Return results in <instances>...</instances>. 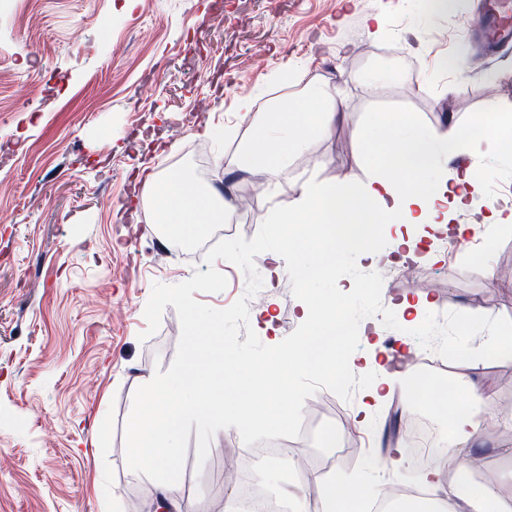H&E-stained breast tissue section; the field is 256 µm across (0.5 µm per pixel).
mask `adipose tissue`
Masks as SVG:
<instances>
[{"mask_svg": "<svg viewBox=\"0 0 512 512\" xmlns=\"http://www.w3.org/2000/svg\"><path fill=\"white\" fill-rule=\"evenodd\" d=\"M329 100L325 90L315 88L304 103H275L267 118L254 123L240 162L258 165L270 179H278L289 155L303 151L314 131L335 121V113L323 109ZM478 125L483 134L477 138L454 126L425 129L410 116H400L368 142L371 150L390 154L385 174L364 184L345 177L338 191L309 186L297 198L281 202V223L321 225L323 239L315 243L283 237L271 254L273 274L289 271L303 281H313L328 274L331 257L345 249L366 253L376 266L412 251L415 232L455 222L480 193L482 178L469 169L454 180L444 179L440 171L448 157L469 150L512 160V114L488 112ZM156 206L162 223L190 237L202 234L218 217L213 194L179 175L160 183ZM382 235L389 241L388 248L376 245ZM189 325L193 361L147 381L131 427V474L158 476L157 512H168L175 488L176 475L169 461L179 452L176 437L184 419L204 405H224L223 387L201 378L198 359L208 340L197 312H190ZM450 394L448 453L457 458L477 444L481 432L477 416L488 397L483 388L467 382L455 384Z\"/></svg>", "mask_w": 512, "mask_h": 512, "instance_id": "adipose-tissue-1", "label": "adipose tissue"}]
</instances>
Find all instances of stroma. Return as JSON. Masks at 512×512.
Returning <instances> with one entry per match:
<instances>
[{
  "instance_id": "1",
  "label": "stroma",
  "mask_w": 512,
  "mask_h": 512,
  "mask_svg": "<svg viewBox=\"0 0 512 512\" xmlns=\"http://www.w3.org/2000/svg\"><path fill=\"white\" fill-rule=\"evenodd\" d=\"M13 0L0 9V512H153L154 481L129 475V438L143 382L168 370L181 327L166 307L158 332L144 337V308L154 283L177 284L203 259L157 260V223L142 202L147 174L194 175L190 150L208 148L199 185L224 201V235L252 239L276 201L314 182L364 183L386 159L364 143L398 114L419 126L462 128L486 112H511L512 59L484 70L461 31L479 0ZM385 26L373 32L372 18ZM458 70H440L448 57ZM315 87L340 94V119L289 159L277 185L247 209L249 184L236 179L251 134L237 110L254 99L251 118L274 102ZM209 109L195 110L199 101ZM496 201L512 190V161L467 153ZM275 296L272 327L253 323L263 344L299 326L300 300L289 276L268 281L269 253L254 258ZM419 289L402 279L382 286L391 307L425 297L436 314L467 309L512 318V229L487 250L465 248L420 259ZM445 389L472 382L490 394L494 425L463 462L477 487L512 495V359L450 362L426 351L421 367ZM351 401L321 389L305 401V420L333 414L351 449L334 475L362 483L367 498L388 484H421L423 471L386 467L388 449L405 446L393 412L420 410L447 426L441 399L418 400L398 388L355 419ZM177 512H228L234 488L224 459H248L236 428L205 437L196 418L179 431Z\"/></svg>"
}]
</instances>
